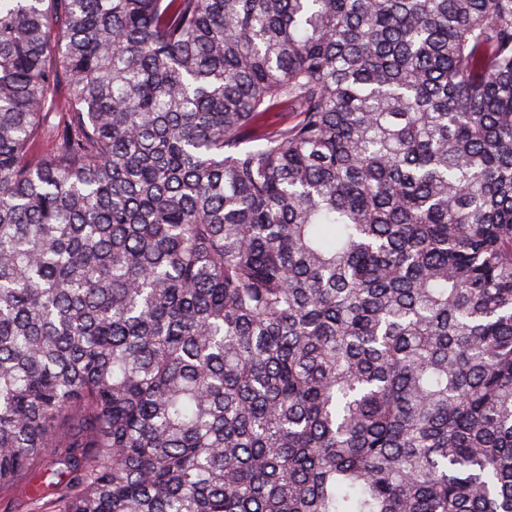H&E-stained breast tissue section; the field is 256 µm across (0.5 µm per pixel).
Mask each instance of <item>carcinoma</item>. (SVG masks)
<instances>
[{
  "label": "carcinoma",
  "mask_w": 512,
  "mask_h": 512,
  "mask_svg": "<svg viewBox=\"0 0 512 512\" xmlns=\"http://www.w3.org/2000/svg\"><path fill=\"white\" fill-rule=\"evenodd\" d=\"M512 512V0H0V494Z\"/></svg>",
  "instance_id": "obj_1"
}]
</instances>
